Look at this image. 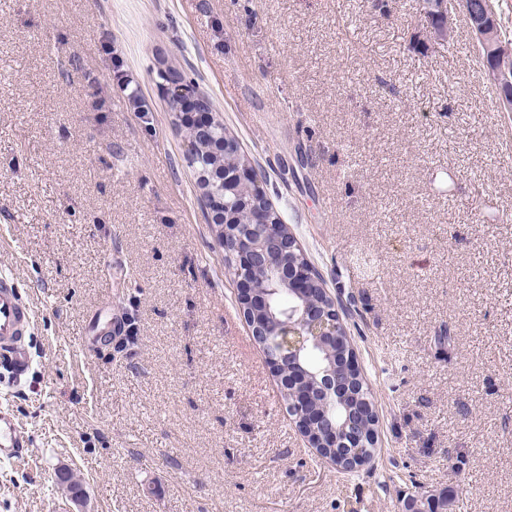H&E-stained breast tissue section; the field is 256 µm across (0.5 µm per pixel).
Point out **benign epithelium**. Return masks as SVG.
<instances>
[{
	"mask_svg": "<svg viewBox=\"0 0 512 512\" xmlns=\"http://www.w3.org/2000/svg\"><path fill=\"white\" fill-rule=\"evenodd\" d=\"M461 15L468 19L472 40L483 57L512 59V40L502 35L491 0H427L420 22L430 39L443 45ZM164 74L168 104L175 107V123L189 133L185 161L196 175L199 201L216 228L219 248L232 259L237 303L251 335L285 382L286 411L318 460L338 471L355 473L374 463L378 454L373 396H368L360 408H347L342 424L328 422L329 407L344 405L349 399L352 380L336 379L334 360L321 375L307 371L300 361V354L310 347L334 356L336 347L344 343L346 361L360 384L367 386L356 349L336 310V298L311 262L303 266L297 261L303 250L288 225L270 223L269 212L275 206L234 137L224 134L215 150L225 160L219 171L221 178H215L214 170L198 165V134L213 126L222 127L224 122L213 109L180 111V103L187 97L204 104L208 98L185 83L175 70L166 69ZM485 75L499 91V111L512 112V80L493 70L485 71ZM281 290L288 294V307L277 315L270 312L257 318V307L268 304L269 296ZM362 447L372 448L370 455L362 457L356 452Z\"/></svg>",
	"mask_w": 512,
	"mask_h": 512,
	"instance_id": "1",
	"label": "benign epithelium"
}]
</instances>
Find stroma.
Segmentation results:
<instances>
[{
	"instance_id": "35a3bbf8",
	"label": "stroma",
	"mask_w": 512,
	"mask_h": 512,
	"mask_svg": "<svg viewBox=\"0 0 512 512\" xmlns=\"http://www.w3.org/2000/svg\"><path fill=\"white\" fill-rule=\"evenodd\" d=\"M0 0V269L34 305L0 386V512H512V112L417 0ZM130 78L148 113L112 78ZM224 115L336 296L380 452L318 461L237 304L162 94ZM133 320L124 352L102 334ZM81 483L85 503L56 483ZM30 453V441L8 408H0V460L16 462Z\"/></svg>"
}]
</instances>
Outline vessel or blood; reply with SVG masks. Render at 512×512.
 <instances>
[{
  "instance_id": "obj_1",
  "label": "vessel or blood",
  "mask_w": 512,
  "mask_h": 512,
  "mask_svg": "<svg viewBox=\"0 0 512 512\" xmlns=\"http://www.w3.org/2000/svg\"><path fill=\"white\" fill-rule=\"evenodd\" d=\"M34 321L31 303L10 272L0 273V356H7L11 380H20L32 365L25 339ZM30 453V441L9 409L0 408V460L16 462Z\"/></svg>"
}]
</instances>
